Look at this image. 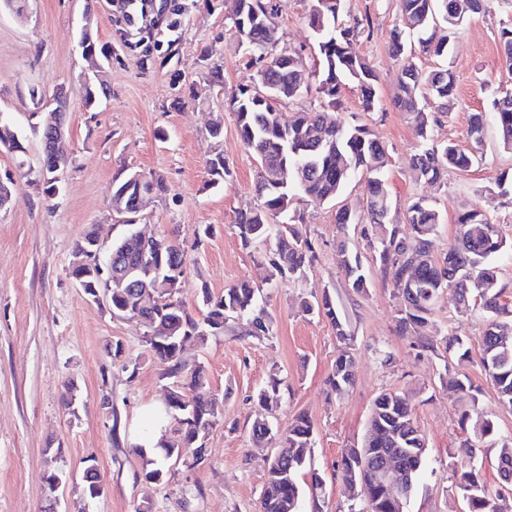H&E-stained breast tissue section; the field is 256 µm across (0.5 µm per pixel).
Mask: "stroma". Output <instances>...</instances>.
I'll return each instance as SVG.
<instances>
[{
	"mask_svg": "<svg viewBox=\"0 0 512 512\" xmlns=\"http://www.w3.org/2000/svg\"><path fill=\"white\" fill-rule=\"evenodd\" d=\"M231 0H196L179 27L161 43L144 40L130 50L117 33L124 23L107 0L87 8L86 0H24L20 10H0V113L21 133L26 151L0 149V180L13 181L17 198L0 211V512H137L150 502L152 512H259L266 479L263 452L256 450L250 426L258 412L252 397L278 375L280 399L275 412L280 427L306 415L314 429L308 484L320 474L319 501H304L302 512H346L336 464L345 448L365 434L373 401L396 391L409 400L427 439L426 466L405 512H466L457 492L452 456L465 435L461 412L467 396L442 386L448 372L465 373L479 389V407L494 421L498 439L512 438V408L501 406L480 361L481 309L461 311L452 292L435 305L433 331L461 336L470 350L456 362L442 345L425 348L414 336L396 331L401 303L390 280L373 260L367 225H348L338 234L336 206L303 199L293 206L304 216L316 245L315 269L301 282L264 291L263 301L276 323L272 339L259 341L239 332L210 337L206 345L187 344L190 365L202 366L206 397L217 400L223 418L210 432L205 462L194 470L168 462L163 483L142 477V459L133 451V432L147 408L168 393L162 368L146 349L144 326L112 316L106 301L93 302L72 279L74 246L89 229L111 241L119 229L110 216L112 178L124 168L163 177L166 190L145 210L146 229L178 240L189 270L181 298L191 314L201 307V288L222 295L242 279L262 281L264 269L237 236L238 211L257 205L253 190L256 163L240 142L235 117L227 106L231 94L252 86L255 70L238 47L228 15ZM309 0H285L276 23L280 44L305 56L316 53L308 26ZM512 18V0H488L485 13L471 18L452 42L456 100L432 130L435 142L453 140L469 147L468 118L488 112L500 91L512 87V60L503 54L499 30ZM365 19L369 35L354 43L378 76L380 105L362 114L358 96L343 88V118L362 116L390 154L386 174L392 210L404 222L418 196L436 200L443 222L431 252L440 257L456 236V213L462 204L482 210L505 242L494 263L505 297L512 301V197L501 195L498 182L512 170V151L503 149L495 127H487L482 163L467 171L449 170L442 184H419L410 161L419 143L406 115L395 104L405 66L430 71L440 59L406 47L393 57L392 29L403 27L399 0H345L342 20ZM90 25L98 45L112 48V58L93 69L77 43ZM219 69L223 84L208 78ZM103 81L111 90L94 107H86V81ZM70 93L66 133L71 153L55 198H47L37 172L42 146L31 130V91L49 94L58 87ZM224 138L214 143V121ZM221 148L232 175L213 182L205 160ZM209 228L204 240L196 233ZM360 251L370 287L359 295L348 287L336 263L339 241ZM329 295L353 338L355 381L343 394L329 393L326 379L340 349L332 325L304 314V296ZM124 353L113 357L112 346ZM74 381L73 409L62 404L63 384ZM60 456L69 473L49 492L45 461ZM94 460L105 492L90 498L82 469Z\"/></svg>",
	"mask_w": 512,
	"mask_h": 512,
	"instance_id": "obj_1",
	"label": "stroma"
}]
</instances>
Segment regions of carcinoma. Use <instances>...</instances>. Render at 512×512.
Masks as SVG:
<instances>
[{"label": "carcinoma", "instance_id": "obj_1", "mask_svg": "<svg viewBox=\"0 0 512 512\" xmlns=\"http://www.w3.org/2000/svg\"><path fill=\"white\" fill-rule=\"evenodd\" d=\"M345 0H311L308 25L317 46L313 63L298 51L279 48L276 16L279 5L273 0H234L230 19L239 43L248 55V63L256 70V84L241 88L229 99L236 116L238 137L253 155L263 172L256 173L257 206L237 213L235 227L245 249L264 248L265 285L243 280L214 296L201 288L203 318L193 317L181 299L182 283L187 273L186 256L181 247L166 238H157L148 251L153 262H140L141 249L133 248L136 225L123 224L112 241V316L124 311L137 312L148 330L143 341L153 357L163 366L162 378L175 379L164 402V418L178 425L175 436L162 434L157 452L148 456L140 445L133 450L142 457L143 478L158 484L165 475V463L181 454H190L200 465L205 455L198 449L221 420V412L212 401L198 395L205 385L201 366H187L179 348L187 337L199 345L210 337L240 323L247 335L256 339L275 336L274 319L263 305L264 287L278 286L283 281H303L314 271L316 248L312 238L302 230L303 214L290 210L294 197L318 204L336 200L355 175L366 176L369 193L364 214L347 206L336 210V224L343 233L350 224H368L367 245L374 253L381 273L390 279L396 296L403 302L397 318L403 335H424L432 324L434 304L439 294L453 287L462 310L475 307L485 312L484 330L479 339L481 363L493 382L499 403L512 407V308L503 298L505 289L498 281L492 259L503 248L496 225L485 213L474 207H462L456 216L457 241L442 259L428 255L431 238L442 217L437 206L426 197L414 200L407 210L410 234L401 231L385 216L391 208L386 183L390 154L373 137L369 128L336 116L341 108L342 87L350 84L358 94L365 112L374 111L379 103L377 75L366 59L357 55L353 43L366 33V25L355 21L344 25L340 17ZM476 7L459 5L458 0H400L406 30L391 32L393 51L404 49L403 34L417 37L422 50L446 61V65L423 72L408 68L403 72L396 105L405 112L421 150L412 158L410 169L415 181L439 184L450 169L468 170L482 161L481 147L486 132L487 116L473 112L469 116V149L448 141L431 139L432 124L438 117L425 110L430 105L446 112L453 105L455 81L449 62L453 35L473 15L486 11L487 0H474ZM317 83L318 93L326 101L316 112H297L290 116L278 111L276 103L295 99ZM500 142L512 150V94L501 93L492 109ZM214 181L231 176L229 163L221 151L206 159ZM135 171L121 169L112 179V212L116 217L134 213L140 208V190L133 180ZM337 264L348 286L357 293L368 288L369 280L361 256L346 242L339 243ZM302 312L324 317L336 329L342 343L331 374L330 390L340 396L353 383V336L346 331L331 298L301 302ZM445 351L458 361L469 358L464 340L456 335L440 338ZM280 380L273 377L259 389L258 405L265 411L278 405ZM445 386L470 397L471 408L462 411L460 425L467 437L461 453L457 489L467 504V512H491L488 502L495 493L488 488L479 470L471 462L478 443L494 435V422L478 409V396L472 392L470 380L459 374L448 377ZM415 423L408 400L395 392L379 394L373 403L363 443L370 452L363 462L341 456L337 464L342 480L352 471L371 470L386 461L403 467L406 482L417 488L425 463L426 437ZM269 417L259 415L251 424L254 446L263 447L279 437V456L271 459L260 493V512H301L302 487L299 476L311 466L313 429L310 421L298 415L283 433ZM403 507L390 502L378 491L372 502L361 508L348 504L347 512H402Z\"/></svg>", "mask_w": 512, "mask_h": 512}]
</instances>
